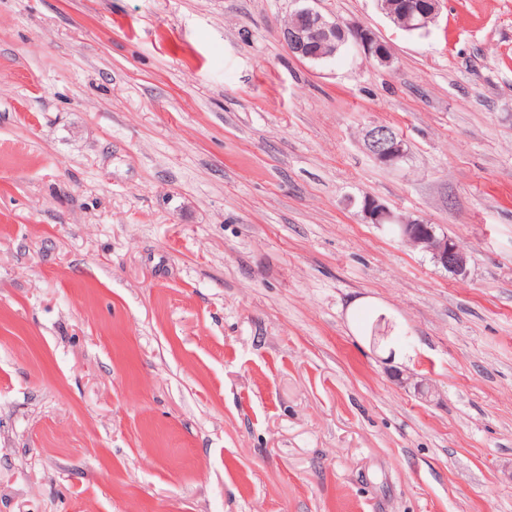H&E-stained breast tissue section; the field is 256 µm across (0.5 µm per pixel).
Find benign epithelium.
<instances>
[{
	"mask_svg": "<svg viewBox=\"0 0 512 512\" xmlns=\"http://www.w3.org/2000/svg\"><path fill=\"white\" fill-rule=\"evenodd\" d=\"M378 2L387 17L408 31L426 28L440 10V0H418L414 4L406 0ZM295 15L299 22L285 25L282 39L297 58L316 62L353 46L381 64L391 60L387 45L367 26L330 19L308 6L297 9ZM365 146L375 160L385 166L397 165L407 154L402 136L381 124L366 131ZM362 213L368 223L390 227L404 243L431 253L434 260L449 271L457 275L466 272L468 256L452 239L438 235L434 225L422 219H407L374 197L363 199Z\"/></svg>",
	"mask_w": 512,
	"mask_h": 512,
	"instance_id": "benign-epithelium-1",
	"label": "benign epithelium"
}]
</instances>
